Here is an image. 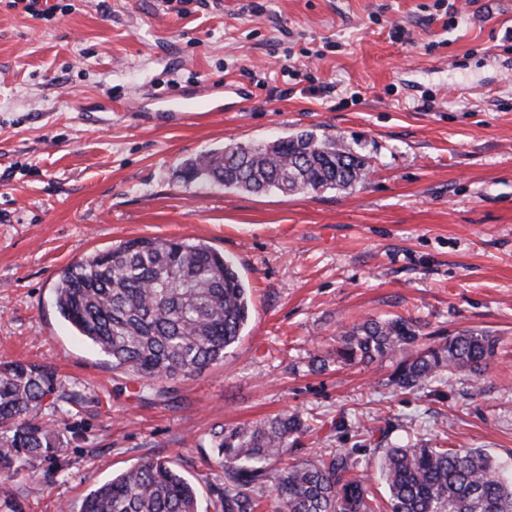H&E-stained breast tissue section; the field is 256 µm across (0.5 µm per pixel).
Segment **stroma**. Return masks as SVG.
I'll use <instances>...</instances> for the list:
<instances>
[{"mask_svg":"<svg viewBox=\"0 0 512 512\" xmlns=\"http://www.w3.org/2000/svg\"><path fill=\"white\" fill-rule=\"evenodd\" d=\"M246 2L0 0V361L50 366L68 411L56 456L7 480L0 512H62L158 455L214 512L212 431L286 411L310 423L295 458L351 451L381 502L394 443L512 464V0ZM284 66L312 75L285 98L262 82ZM228 83L247 90L239 111L181 120L156 99ZM301 130L343 138L367 182L285 197L182 176L206 151ZM137 237L234 261L252 314L222 362L150 381L61 317L60 272ZM397 315L493 332L488 381L397 391L395 359L336 363L344 328Z\"/></svg>","mask_w":512,"mask_h":512,"instance_id":"obj_1","label":"stroma"}]
</instances>
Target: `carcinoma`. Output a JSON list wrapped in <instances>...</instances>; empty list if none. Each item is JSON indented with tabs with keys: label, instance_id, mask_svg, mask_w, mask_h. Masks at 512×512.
I'll return each mask as SVG.
<instances>
[{
	"label": "carcinoma",
	"instance_id": "1",
	"mask_svg": "<svg viewBox=\"0 0 512 512\" xmlns=\"http://www.w3.org/2000/svg\"><path fill=\"white\" fill-rule=\"evenodd\" d=\"M186 176L252 193L346 189L366 181L367 162L343 140L301 131L258 144L231 143L186 162ZM57 309L74 333L112 358V369L159 380L204 371L224 360L251 314L248 288L233 261L189 240L140 237L92 253L64 269ZM411 318L369 319L339 334L336 361L371 364L410 347L388 378L415 391L456 370L485 376L498 339L461 329L439 341ZM56 374L42 366L0 362V482L52 457L60 448L64 409ZM54 423L42 421L46 408ZM305 432L297 414L223 427L213 434L224 489L215 512H375L368 476L350 453L288 459ZM389 512H512V475L482 449L394 444L379 464ZM197 488L171 463L148 458L91 490L77 512H199Z\"/></svg>",
	"mask_w": 512,
	"mask_h": 512
}]
</instances>
